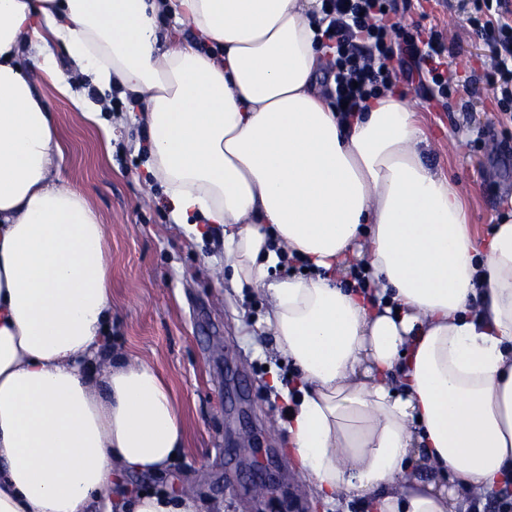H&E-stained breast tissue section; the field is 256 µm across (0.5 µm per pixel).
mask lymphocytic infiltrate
Wrapping results in <instances>:
<instances>
[{"mask_svg": "<svg viewBox=\"0 0 512 512\" xmlns=\"http://www.w3.org/2000/svg\"><path fill=\"white\" fill-rule=\"evenodd\" d=\"M396 8L395 0H322L327 26L321 43L334 50L328 73L336 103L348 111H361L369 99L391 90L398 58L409 63L404 79L428 83L432 96L444 100L454 89L442 37L433 32L425 38L416 29L393 38L389 14ZM478 11L473 24L495 61L486 81L499 92V106L512 108V0H481Z\"/></svg>", "mask_w": 512, "mask_h": 512, "instance_id": "f902f5d3", "label": "lymphocytic infiltrate"}]
</instances>
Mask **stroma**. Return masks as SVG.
Segmentation results:
<instances>
[{"label":"stroma","instance_id":"1","mask_svg":"<svg viewBox=\"0 0 512 512\" xmlns=\"http://www.w3.org/2000/svg\"><path fill=\"white\" fill-rule=\"evenodd\" d=\"M447 7L399 10L402 25L438 27L450 47L451 70L469 80L447 103L397 80L433 143L427 162L466 196L471 231L488 234L512 196V112L501 111L485 74L490 48L474 29L476 0ZM57 77L37 74V89L64 146L62 176L81 192L105 227L112 269V346L155 367L168 383L186 431L187 446L165 474H132V491L164 488L196 493L224 512H365L359 501L325 504L305 488L287 435L278 425L285 403L269 385H290L265 325L263 295L240 298L221 227L195 235L174 224L160 183L145 185L149 134L138 112L104 109L91 122L59 90L60 82L109 100L91 77L75 71L60 41L49 43Z\"/></svg>","mask_w":512,"mask_h":512}]
</instances>
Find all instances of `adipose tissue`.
Wrapping results in <instances>:
<instances>
[{"label":"adipose tissue","instance_id":"ef3b65f1","mask_svg":"<svg viewBox=\"0 0 512 512\" xmlns=\"http://www.w3.org/2000/svg\"><path fill=\"white\" fill-rule=\"evenodd\" d=\"M321 18L319 0H0V512H203L120 484L186 433L162 375L112 349L105 230L26 72L36 55L53 75L51 38L120 82L174 223L221 227L232 288L264 294L317 497L464 512L512 482V210L473 236L399 94L336 112ZM286 265L303 271L271 278Z\"/></svg>","mask_w":512,"mask_h":512}]
</instances>
